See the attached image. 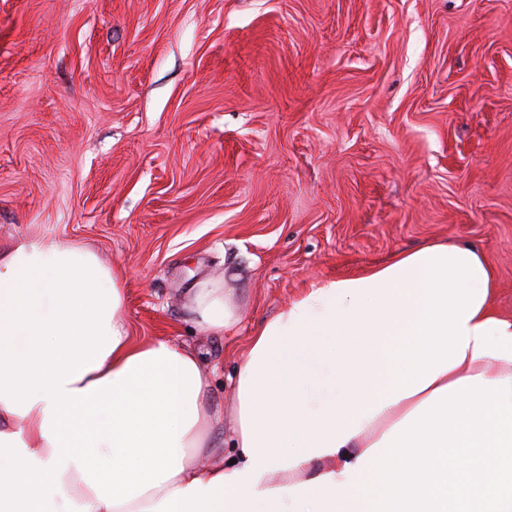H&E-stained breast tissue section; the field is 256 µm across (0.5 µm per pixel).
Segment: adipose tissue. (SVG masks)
Here are the masks:
<instances>
[{"instance_id":"1","label":"adipose tissue","mask_w":512,"mask_h":512,"mask_svg":"<svg viewBox=\"0 0 512 512\" xmlns=\"http://www.w3.org/2000/svg\"><path fill=\"white\" fill-rule=\"evenodd\" d=\"M124 284L71 241L0 254V512H512V317L475 248L397 252L260 322L225 435L200 354L132 342ZM186 308L211 336L243 316L218 280ZM392 447L413 456L385 501Z\"/></svg>"}]
</instances>
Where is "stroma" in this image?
I'll return each mask as SVG.
<instances>
[{
    "label": "stroma",
    "mask_w": 512,
    "mask_h": 512,
    "mask_svg": "<svg viewBox=\"0 0 512 512\" xmlns=\"http://www.w3.org/2000/svg\"><path fill=\"white\" fill-rule=\"evenodd\" d=\"M83 243L133 340L198 351L312 283L468 243L512 315V0H0V252ZM234 277L241 325L184 303Z\"/></svg>",
    "instance_id": "35a3bbf8"
}]
</instances>
